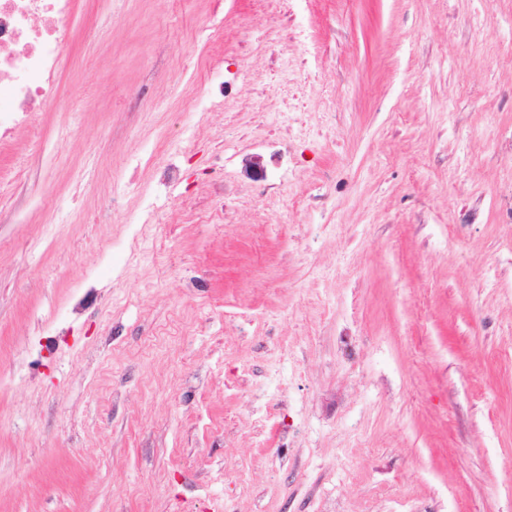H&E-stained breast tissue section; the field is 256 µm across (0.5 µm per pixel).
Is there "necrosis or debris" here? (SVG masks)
<instances>
[{
  "label": "necrosis or debris",
  "instance_id": "1",
  "mask_svg": "<svg viewBox=\"0 0 512 512\" xmlns=\"http://www.w3.org/2000/svg\"><path fill=\"white\" fill-rule=\"evenodd\" d=\"M75 0H0V135L8 132L23 114L40 111L54 86L57 66L68 38V22ZM203 78L194 108L199 112H222L224 69L192 62ZM313 76L303 66H295L290 81L276 84L273 90H260L251 108L264 111L276 108L281 124L303 123L307 113L297 106ZM226 187L213 188L207 201L188 198L177 214L179 224H221L228 213L224 204Z\"/></svg>",
  "mask_w": 512,
  "mask_h": 512
}]
</instances>
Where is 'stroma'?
<instances>
[{
    "label": "stroma",
    "mask_w": 512,
    "mask_h": 512,
    "mask_svg": "<svg viewBox=\"0 0 512 512\" xmlns=\"http://www.w3.org/2000/svg\"><path fill=\"white\" fill-rule=\"evenodd\" d=\"M223 2L79 0L0 141V512H512V0H296L336 137L284 152L192 109L189 58L284 73ZM255 167L305 206L136 238Z\"/></svg>",
    "instance_id": "1"
}]
</instances>
